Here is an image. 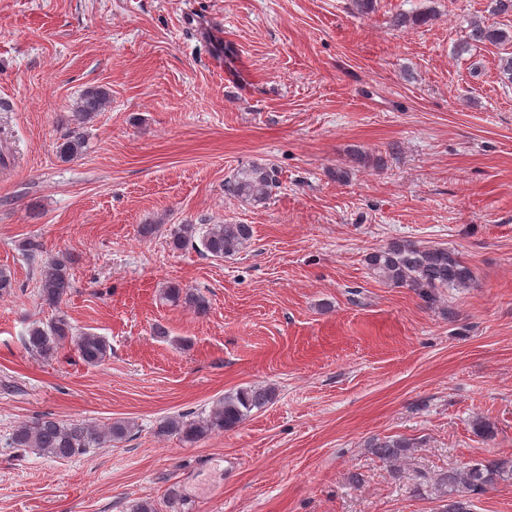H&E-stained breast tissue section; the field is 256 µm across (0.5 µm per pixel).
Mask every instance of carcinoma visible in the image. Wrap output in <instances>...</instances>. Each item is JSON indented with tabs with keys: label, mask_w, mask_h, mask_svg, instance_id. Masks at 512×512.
<instances>
[{
	"label": "carcinoma",
	"mask_w": 512,
	"mask_h": 512,
	"mask_svg": "<svg viewBox=\"0 0 512 512\" xmlns=\"http://www.w3.org/2000/svg\"><path fill=\"white\" fill-rule=\"evenodd\" d=\"M469 39L473 42L503 44L512 41V33L494 25L476 23ZM111 102L110 91L100 85L83 90L74 112L69 117V132L57 143L56 153L64 160L81 155L86 147V125ZM277 184V170L271 166L253 165L240 168L224 181V191L253 203L269 199ZM252 237L249 224H182L173 234L176 249L191 246L203 256L222 258L238 252ZM23 255L36 263L43 255V244L30 238L19 245ZM368 265L378 276L395 287L415 291L433 303L444 288H466L471 284V269L452 251L441 246L421 247L407 240H393L371 253ZM71 262L53 259L41 270L39 297L44 304L58 306L71 292ZM164 298L201 317L208 312L209 301L192 288L176 284L164 290ZM67 343L73 345L86 364L97 366L110 356L104 337L79 332L65 316L47 324L34 323L23 338L25 349L43 358H52ZM274 398L266 387L250 386L224 396L209 412L195 416L177 414L162 419L156 427L159 436L177 435L187 441L201 439L213 432H229L239 427L253 409L261 408ZM133 423L116 419L97 427L79 421H64L42 415L18 425L10 436L13 448H32L55 459H68L84 454L90 448H102L119 442L131 434ZM416 443L406 437L374 438L368 448L393 470L412 454ZM512 480V458L484 457L462 469H448L437 477L444 498L441 512H472V499L488 489Z\"/></svg>",
	"instance_id": "carcinoma-1"
}]
</instances>
